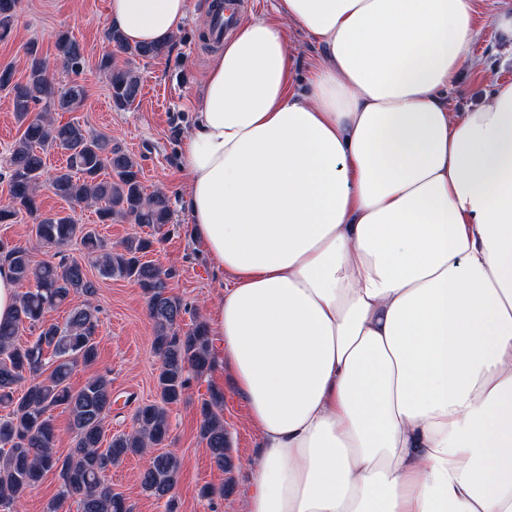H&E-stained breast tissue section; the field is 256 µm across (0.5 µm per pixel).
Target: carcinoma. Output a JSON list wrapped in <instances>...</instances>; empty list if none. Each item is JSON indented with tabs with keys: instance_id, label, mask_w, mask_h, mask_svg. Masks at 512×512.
I'll return each instance as SVG.
<instances>
[{
	"instance_id": "1",
	"label": "carcinoma",
	"mask_w": 512,
	"mask_h": 512,
	"mask_svg": "<svg viewBox=\"0 0 512 512\" xmlns=\"http://www.w3.org/2000/svg\"><path fill=\"white\" fill-rule=\"evenodd\" d=\"M18 0H0V29L15 17ZM106 39L113 50L101 55L98 71L104 75L112 104L119 110L131 106L141 93L133 60L155 59L170 46L130 45L117 29ZM56 57L63 69L76 72L81 65V48L69 34L55 42ZM27 74L16 78L10 64L0 65V92L12 101L23 132L12 144L7 160L9 199L0 204V224H13L25 214L34 222L37 246L54 250L59 260L35 259L34 247L0 241V265L7 266L16 282L34 288L19 299L14 314L0 320V404L11 408L0 419V512H16L17 503L52 470L62 480L61 491L47 512H62L68 501L79 512H130L125 500L112 493L107 471L122 458L140 455L150 448H164L169 439L167 408L180 403L189 388L190 374L201 376L214 368L209 327L202 320L183 326L185 305L169 291L171 272L147 259L161 239L156 237L171 222L172 211L165 193L145 195L141 166L111 141L93 133L79 122L57 124L51 112H71L85 100V87L77 81L56 84L38 44L25 47ZM124 55L119 63L117 55ZM53 149L65 157V164L52 174L45 172L44 151ZM71 208L99 203L97 219L110 224L117 217L153 229L148 236L130 237L118 247L108 245L95 228L79 224L70 213H45L37 201L42 181ZM77 241L84 258L103 278L125 279L141 288L147 299L153 325L152 348L160 366L157 376L159 401L139 406L136 429L112 438L100 450L102 423L112 412V379L95 373L74 392L68 379L78 363L86 366L97 358L96 336L99 318L91 300L97 283L87 276L82 261L65 254ZM85 297L82 307L73 309L63 322L47 318L71 295ZM28 328L33 340L21 346L15 339ZM54 367L44 374L46 356ZM27 384L16 398L17 386ZM224 396L212 393L200 403L199 436L216 466L229 474L234 460L229 451L224 420L220 415ZM66 412L73 433L72 448L63 458L54 451L55 423L51 411ZM178 460L170 453L149 458L141 474V486L156 500L165 501L166 512H175L172 491L176 484Z\"/></svg>"
}]
</instances>
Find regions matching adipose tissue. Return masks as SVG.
<instances>
[{
    "label": "adipose tissue",
    "mask_w": 512,
    "mask_h": 512,
    "mask_svg": "<svg viewBox=\"0 0 512 512\" xmlns=\"http://www.w3.org/2000/svg\"><path fill=\"white\" fill-rule=\"evenodd\" d=\"M189 0H108L167 44ZM474 0H277L213 57L181 152L259 435L246 512H512V82L467 112ZM298 29L324 48L291 88Z\"/></svg>",
    "instance_id": "adipose-tissue-1"
}]
</instances>
